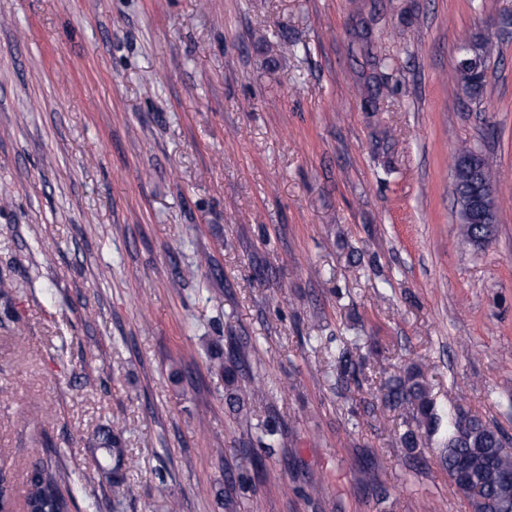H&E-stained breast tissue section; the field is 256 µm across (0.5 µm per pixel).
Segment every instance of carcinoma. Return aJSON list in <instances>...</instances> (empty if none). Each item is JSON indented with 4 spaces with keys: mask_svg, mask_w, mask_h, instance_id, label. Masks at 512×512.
Wrapping results in <instances>:
<instances>
[{
    "mask_svg": "<svg viewBox=\"0 0 512 512\" xmlns=\"http://www.w3.org/2000/svg\"><path fill=\"white\" fill-rule=\"evenodd\" d=\"M458 88L471 101L479 100L485 84L476 77L459 70L453 71ZM459 177L456 183L460 194L472 196L474 185L470 178L472 167L488 165L486 158L472 159L470 147H463L456 155ZM465 235L479 243L494 233L490 225L465 224ZM217 360V368L224 373L225 402L236 413L240 422L250 424L244 413L243 389L240 384L241 364L231 361L224 364L221 347L211 351ZM355 364L349 348L337 354V375L343 377L354 371ZM386 400L393 407L408 409L404 429L395 437L394 444L417 457L422 454L426 440L440 428L442 417L437 409L425 371L417 364L407 366L402 373L391 377L386 384ZM464 410L455 407L448 411L447 433L443 448L439 449L440 462L448 473V479L459 493L465 496L473 512H512V437L499 426L475 415L461 420ZM121 428L99 426L90 440V447L107 457L121 462ZM71 474L61 465L39 463L34 468L26 492L27 512H70L74 504L71 494L63 493L62 487L70 486Z\"/></svg>",
    "mask_w": 512,
    "mask_h": 512,
    "instance_id": "cac0c4a2",
    "label": "carcinoma"
}]
</instances>
